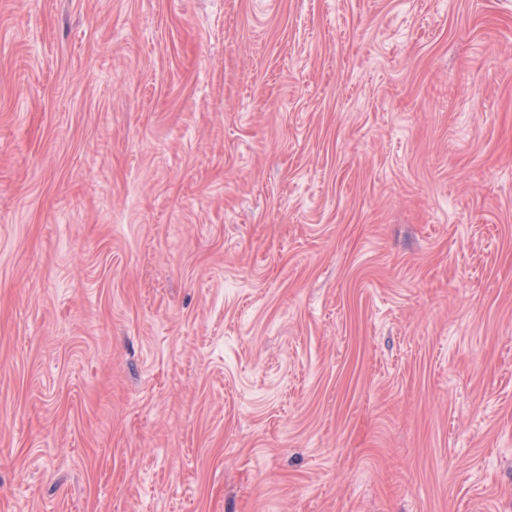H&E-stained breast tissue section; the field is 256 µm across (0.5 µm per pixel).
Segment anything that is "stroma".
<instances>
[{"instance_id":"obj_1","label":"stroma","mask_w":512,"mask_h":512,"mask_svg":"<svg viewBox=\"0 0 512 512\" xmlns=\"http://www.w3.org/2000/svg\"><path fill=\"white\" fill-rule=\"evenodd\" d=\"M0 512H512V0H0Z\"/></svg>"}]
</instances>
